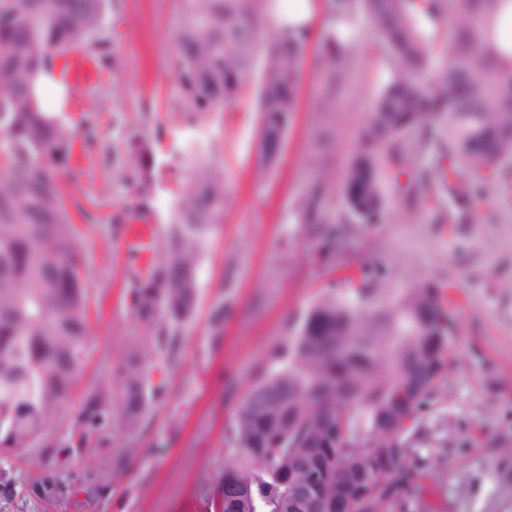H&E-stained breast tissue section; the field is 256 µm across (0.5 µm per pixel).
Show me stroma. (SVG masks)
Returning <instances> with one entry per match:
<instances>
[{
  "label": "stroma",
  "mask_w": 512,
  "mask_h": 512,
  "mask_svg": "<svg viewBox=\"0 0 512 512\" xmlns=\"http://www.w3.org/2000/svg\"><path fill=\"white\" fill-rule=\"evenodd\" d=\"M177 13V0H119L103 34L122 55V69L95 66L80 48L70 64L90 65V79L43 90L45 107L63 111L70 125L85 114L95 125L90 147L73 145L69 164L80 170L79 179L61 180L81 236L91 332L70 402L36 447L15 458L18 477H27L30 462L55 463L48 450L67 434L82 397L143 334L127 299L134 273L147 269L145 258L135 254V231H162L184 176L160 166L150 211L114 235L112 215L138 201L135 184L120 180L131 169L127 137L136 131L159 135L161 157L206 137L221 166L227 196L200 263L196 318L180 338L174 363L154 351L148 355L149 362L166 364L168 395L151 407L145 427L129 433L113 426L110 441L96 453L70 457L73 469L88 470L137 447L122 481L98 497L78 493L60 507L19 494L0 497V512H215L212 492L230 449L226 428L251 380L306 310L334 282L357 275L366 257L390 270L383 294L421 279L437 282L457 323L448 369L416 424L424 436L412 444L414 490L400 512H512V207L498 202L491 189L478 207L477 223H448L440 199L415 180L420 169L447 165V153L411 150L395 170L388 221L352 225L334 254L320 250L301 238L288 216L314 171H323L332 188L341 184L355 135L382 81L368 29L357 34L348 96L335 111L324 109L321 73L305 67L283 155L260 179L254 84L222 111L187 112L170 67ZM412 192L422 198L416 211L404 201ZM221 306L227 312L218 328L212 317Z\"/></svg>",
  "instance_id": "35a3bbf8"
}]
</instances>
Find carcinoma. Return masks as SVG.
<instances>
[{
	"mask_svg": "<svg viewBox=\"0 0 512 512\" xmlns=\"http://www.w3.org/2000/svg\"><path fill=\"white\" fill-rule=\"evenodd\" d=\"M112 0H0V494L14 496L17 477L8 461L32 448L62 413L74 378L87 358L90 293L78 261L80 235L68 215L59 179L80 171L68 166L73 135L46 111L41 84L66 74L68 55L88 47L98 64L118 70L122 57L101 32ZM278 0H179L176 53L171 68L185 105L198 112L236 100L252 73L263 22ZM507 0H325L327 18L314 65L323 72L325 111L343 97L345 70L366 25L384 59V75L354 152L344 169L341 194L347 216L336 221L332 188L320 176L297 197L291 211L304 235L329 250L349 224L388 219L391 167L410 145L448 151V172L424 168L419 182H433L448 198V222L471 224L486 186L499 184L498 200L512 205V185L500 182L512 163V53L497 49L494 20ZM310 31L276 39L261 59L258 175L283 154L296 112ZM132 175L149 209L158 165L153 146L127 138ZM172 161L188 172L174 202L161 259L129 288L130 308L144 332L108 379L86 394L68 439L51 449L59 456L102 443L112 424L140 429L163 397L154 381L162 365L143 351L169 353L199 306L198 268L209 233L224 210V177L201 142ZM359 278L329 289L302 316L287 339L268 355L258 379L239 402L228 429L232 448L220 477L218 512H294L288 484L316 473L313 512H331L343 495L350 512H389L413 489L409 469L418 415L434 395L447 365L448 345L422 374L421 394L409 400L395 437L368 448L380 409L410 392L418 364L404 347L420 336L455 328L439 285L420 281L386 303L378 285L385 264L366 259ZM412 302L417 314H403ZM135 452L102 469L59 473L44 465L25 483V495L45 503L63 490L105 492L127 471Z\"/></svg>",
	"mask_w": 512,
	"mask_h": 512,
	"instance_id": "1",
	"label": "carcinoma"
}]
</instances>
